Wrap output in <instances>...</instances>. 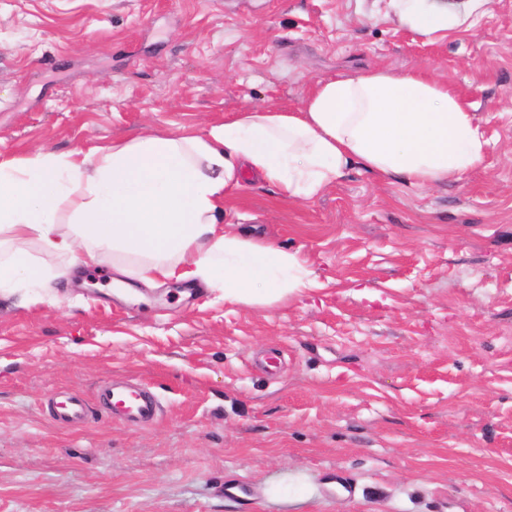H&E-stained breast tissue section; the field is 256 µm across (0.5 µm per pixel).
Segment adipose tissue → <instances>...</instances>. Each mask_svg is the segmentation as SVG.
Segmentation results:
<instances>
[{
  "mask_svg": "<svg viewBox=\"0 0 512 512\" xmlns=\"http://www.w3.org/2000/svg\"><path fill=\"white\" fill-rule=\"evenodd\" d=\"M484 159L458 93L425 70H368L316 81L297 110L247 107L205 134L144 135L65 154L0 161V291L48 288L28 252L72 255L145 284L175 280L253 306L310 287L298 258L232 234L224 202L244 172L285 200H311L354 168L427 187ZM68 205L69 223L58 219ZM125 261H110V253Z\"/></svg>",
  "mask_w": 512,
  "mask_h": 512,
  "instance_id": "adipose-tissue-1",
  "label": "adipose tissue"
}]
</instances>
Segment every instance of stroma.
Returning a JSON list of instances; mask_svg holds the SVG:
<instances>
[{
  "mask_svg": "<svg viewBox=\"0 0 512 512\" xmlns=\"http://www.w3.org/2000/svg\"><path fill=\"white\" fill-rule=\"evenodd\" d=\"M425 67L470 103L480 167L426 188L356 168L310 201L248 173L227 199L310 271L287 301L108 270L0 294V512H512V0H0V160ZM115 379L157 418L48 416ZM405 18L412 29L424 35L448 29V16L441 13L410 14Z\"/></svg>",
  "mask_w": 512,
  "mask_h": 512,
  "instance_id": "35a3bbf8",
  "label": "stroma"
}]
</instances>
